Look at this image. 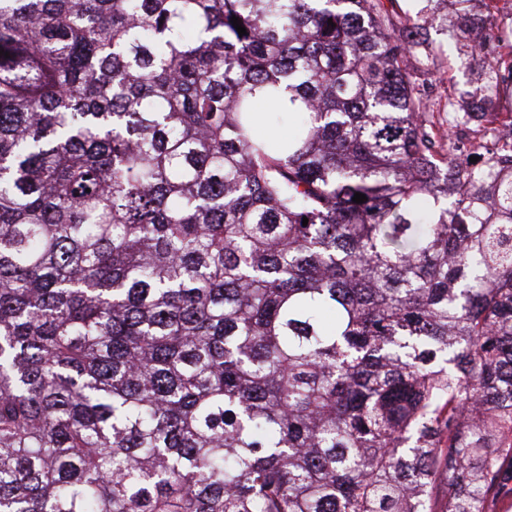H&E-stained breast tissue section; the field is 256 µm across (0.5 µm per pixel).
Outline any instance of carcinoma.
<instances>
[{"label": "carcinoma", "instance_id": "carcinoma-1", "mask_svg": "<svg viewBox=\"0 0 512 512\" xmlns=\"http://www.w3.org/2000/svg\"><path fill=\"white\" fill-rule=\"evenodd\" d=\"M424 2L0 0V512L512 493V158ZM451 2L511 84L512 0ZM428 39L437 54L436 67L438 74L425 84V94L431 100H438L448 94V89H456L459 93H475L479 87L476 81L478 63L469 61L454 44L447 42L446 37L435 29H429ZM467 59V60H466ZM467 61V62H466Z\"/></svg>", "mask_w": 512, "mask_h": 512}]
</instances>
